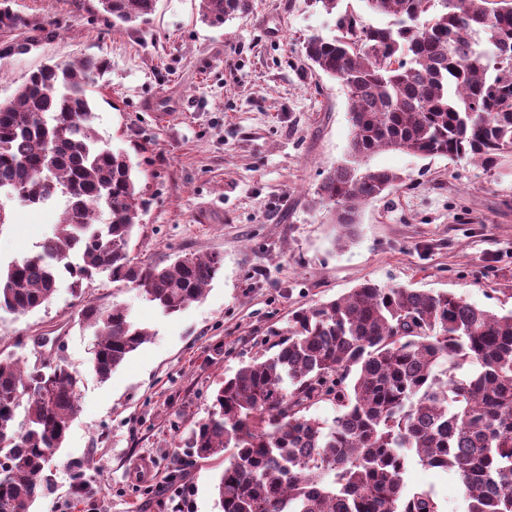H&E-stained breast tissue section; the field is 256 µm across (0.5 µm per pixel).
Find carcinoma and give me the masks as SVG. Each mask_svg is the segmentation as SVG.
Wrapping results in <instances>:
<instances>
[{
  "label": "carcinoma",
  "mask_w": 512,
  "mask_h": 512,
  "mask_svg": "<svg viewBox=\"0 0 512 512\" xmlns=\"http://www.w3.org/2000/svg\"><path fill=\"white\" fill-rule=\"evenodd\" d=\"M310 2L335 16L337 34L309 36L305 54L349 100L347 156L316 189L339 241L398 180L370 166L375 154L489 170L512 154V0H360L386 19L378 26L345 0ZM98 3L117 28L147 22L157 0ZM248 10L249 0H199L210 26ZM20 25L0 5V29ZM43 32L4 44L0 56ZM106 68L101 58L48 63L0 101V191L34 205L65 198L39 250L0 269V309L32 312L61 276L83 294L105 273L171 315L201 299L223 266L218 254L184 253L166 266L131 260L150 197L128 153L93 130L91 91ZM80 316L102 381L152 336L121 305L87 300ZM322 402L336 406L330 424L309 415ZM78 408V379L65 364L0 357V512H30L52 491L55 454ZM186 446L200 459L230 454L214 485L219 512H441L430 491L406 490L415 457L458 476L467 512H512V312L366 281L296 311L274 354L224 379Z\"/></svg>",
  "instance_id": "carcinoma-1"
}]
</instances>
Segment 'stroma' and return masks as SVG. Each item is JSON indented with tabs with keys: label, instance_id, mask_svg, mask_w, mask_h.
Instances as JSON below:
<instances>
[{
	"label": "stroma",
	"instance_id": "35a3bbf8",
	"mask_svg": "<svg viewBox=\"0 0 512 512\" xmlns=\"http://www.w3.org/2000/svg\"><path fill=\"white\" fill-rule=\"evenodd\" d=\"M24 27L58 22V35L0 57V100L46 63L109 60L93 93V127L128 152L152 201L129 245L136 261L220 254L203 298L167 315L138 289L98 275L95 303L129 308L149 327L143 344L100 381L80 302L61 276L49 303L0 309V354L45 355L80 378L79 412L57 454L55 488L32 512H217L223 460L192 457L185 439L207 418L225 377L276 350L292 314L364 281L460 295L512 311V162L497 169L399 151L370 164L400 174L365 205L355 240L338 246L314 191L351 139L346 91L306 59V38L335 33L308 0H252L223 26L201 21L198 0H158L148 23L110 28L98 0H9ZM64 207L8 203L0 266L37 250ZM82 464L91 495L71 493ZM179 469L176 485L165 477ZM407 489L432 491L443 512H467L457 475L412 461Z\"/></svg>",
	"mask_w": 512,
	"mask_h": 512
}]
</instances>
